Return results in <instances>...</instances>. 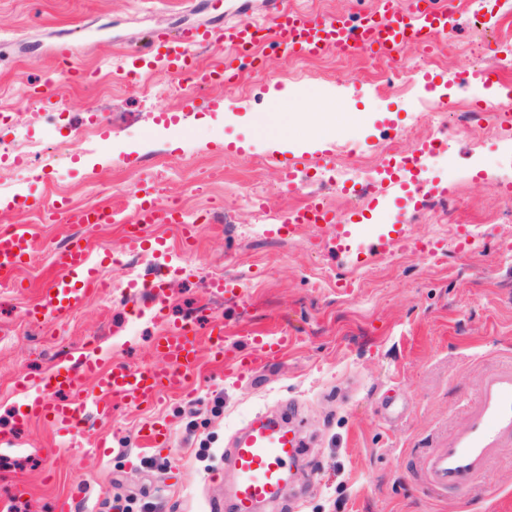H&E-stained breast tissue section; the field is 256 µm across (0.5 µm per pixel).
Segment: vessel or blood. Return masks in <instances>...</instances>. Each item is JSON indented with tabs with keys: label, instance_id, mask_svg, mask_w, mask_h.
Returning <instances> with one entry per match:
<instances>
[{
	"label": "vessel or blood",
	"instance_id": "obj_1",
	"mask_svg": "<svg viewBox=\"0 0 512 512\" xmlns=\"http://www.w3.org/2000/svg\"><path fill=\"white\" fill-rule=\"evenodd\" d=\"M455 28V14L445 0H413L403 7L400 0H384L381 9L366 18L344 13L315 16L289 9L287 0H278L265 24L252 22L249 15L216 28L183 30L174 35L155 32L147 47L135 48L124 60L133 73L160 70L200 88L230 83L229 66H201L197 49H228L232 59H249L253 68L264 69L265 59L258 48L268 39L291 57H312L334 50L344 55L365 58H399L410 43H426L428 37L446 40ZM45 220H64L69 224H111L116 214L106 208L75 210L55 201L42 205ZM334 210L318 200L278 219L271 232L281 236L307 223L334 224ZM178 209L158 198L141 200L135 212L136 237H143L154 224H179ZM35 248L19 227L0 230V282H8L20 267L29 262ZM56 277L44 289L39 301L28 312L31 321H59L80 309L91 293L105 288L99 268L92 265L85 246L76 244L54 250ZM209 354L214 361L235 363V373L266 366L288 344L287 336L254 339L248 352L230 354L223 328H215ZM154 348L161 362L155 366L130 368L121 363L104 366L101 359L81 358L61 366L43 379L40 394L30 397L19 409L16 420L25 424L40 420L63 434L82 429L87 413L106 419L113 401L142 408L159 402L164 394L186 392L199 364V344L194 331L185 327L170 329L156 337ZM94 381L92 394H85L86 381ZM512 431V378L489 384L478 410L456 441L448 447L427 453L420 468L429 487L468 498L487 472L496 453L494 437ZM304 443L296 428L265 419L252 420L230 448L234 485L233 512H257L261 504L276 501L288 482L293 463Z\"/></svg>",
	"mask_w": 512,
	"mask_h": 512
}]
</instances>
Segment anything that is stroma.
Masks as SVG:
<instances>
[{
  "label": "stroma",
  "instance_id": "stroma-1",
  "mask_svg": "<svg viewBox=\"0 0 512 512\" xmlns=\"http://www.w3.org/2000/svg\"><path fill=\"white\" fill-rule=\"evenodd\" d=\"M238 0H0V228L25 226L36 241L14 284L0 287V496L18 482L30 492L14 512H52L54 499L77 495V512H231L232 437L255 416L284 419L306 449L280 501L262 512H512V438L471 500L424 492L413 462L447 447L475 412L488 379L512 375V125L487 105L512 110V66L485 83L477 67L496 63L512 40V11L496 9L482 33L466 0H454V33L427 51L406 47L410 86L388 83L358 56L326 53L293 60L263 43L264 75L247 61L228 85L196 89L178 77L143 74L130 85L124 54L157 30L205 27L237 18ZM72 48L83 83L58 77L52 50ZM484 43L482 60L471 48ZM49 86L51 104L35 88ZM337 99L358 114L329 140L314 134L312 106ZM446 100L441 120L430 105ZM482 109L489 135L457 129L459 106ZM46 153L60 140L69 152L40 169L15 162L17 130ZM401 154L432 139L444 149L413 172L367 193L328 184L330 168H380L389 136ZM304 163L296 190L282 182L280 161ZM345 221L306 226L280 238L257 231L255 214H285L312 186ZM434 193L421 197L419 187ZM178 201L190 234L153 225L132 242L136 190ZM454 223H438L447 194ZM117 210L119 222L86 228L47 222L33 199ZM110 287L77 312L36 326L25 311L52 283L51 254L72 238ZM445 250L437 262L412 242ZM137 254L135 275L112 266ZM247 277L244 294L216 300L214 275ZM222 323L228 345L283 332L282 358L245 376L232 362L202 356L192 396L164 395L135 410L116 404L112 419L67 438L14 415L41 378L80 355L107 363L155 362L156 336L193 324L207 337ZM161 422L171 452L138 457V430ZM108 439L102 452L92 434Z\"/></svg>",
  "mask_w": 512,
  "mask_h": 512
}]
</instances>
